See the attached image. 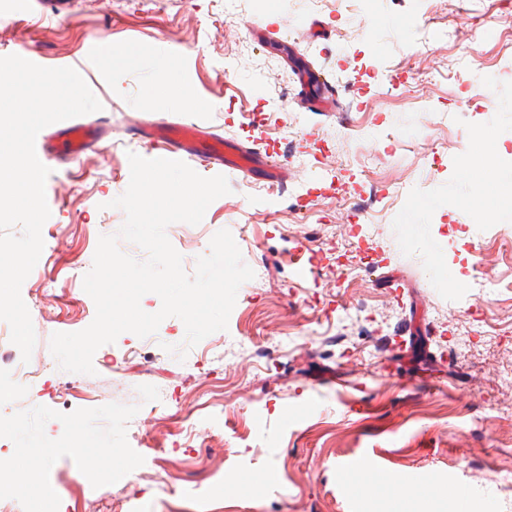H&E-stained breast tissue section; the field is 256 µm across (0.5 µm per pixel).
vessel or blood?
<instances>
[{"mask_svg": "<svg viewBox=\"0 0 512 512\" xmlns=\"http://www.w3.org/2000/svg\"><path fill=\"white\" fill-rule=\"evenodd\" d=\"M300 98L316 112H333L337 98L323 72L306 66L298 74ZM99 127L95 124H73L61 121L55 130L37 138L36 153L46 162L62 157L78 158L97 141ZM137 138L146 145L160 149L162 158L199 159L206 167L238 173L244 177L261 176L269 182L283 184L288 179L285 162L272 159L259 150L230 139L217 138L206 128L180 123H143L136 128Z\"/></svg>", "mask_w": 512, "mask_h": 512, "instance_id": "b4317fda", "label": "vessel or blood"}]
</instances>
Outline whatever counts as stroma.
<instances>
[{
  "mask_svg": "<svg viewBox=\"0 0 512 512\" xmlns=\"http://www.w3.org/2000/svg\"><path fill=\"white\" fill-rule=\"evenodd\" d=\"M326 26L307 41L310 20ZM269 25L338 92L337 112L301 107L280 52L253 40ZM111 40L119 64L84 55ZM135 49L126 58L127 49ZM75 68L100 101L82 115L102 138L53 161L44 248L21 294L37 347L88 327L83 289L100 236L118 232L112 202L146 155L140 120L193 122L287 161L278 189L228 175V195L200 224L166 234L194 275L210 240L229 230L255 276L226 330L178 359L185 326L166 318L140 338L100 347L94 374L52 367L19 383L0 370V415L111 387L110 401L158 408L127 425L151 479L113 493L130 512H391L396 497L443 495L421 512H512V179L463 207L462 166L481 153L512 160V6L505 0H0V56ZM189 100L160 90L168 60ZM306 276H297L298 267ZM269 348L266 359L255 349ZM390 365L388 379L376 371ZM439 368L436 385L412 373ZM371 465L338 484L337 467ZM49 480L59 512H92L97 492L61 458Z\"/></svg>",
  "mask_w": 512,
  "mask_h": 512,
  "instance_id": "obj_1",
  "label": "stroma"
}]
</instances>
